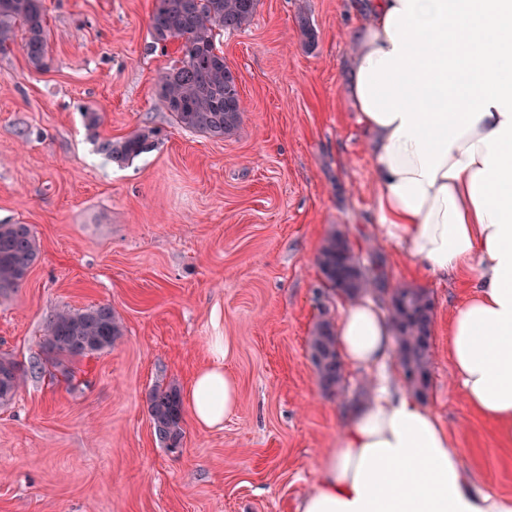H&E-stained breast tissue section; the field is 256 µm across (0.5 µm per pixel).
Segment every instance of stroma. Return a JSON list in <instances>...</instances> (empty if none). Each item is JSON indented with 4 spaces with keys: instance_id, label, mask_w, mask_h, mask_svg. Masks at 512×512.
<instances>
[{
    "instance_id": "35a3bbf8",
    "label": "stroma",
    "mask_w": 512,
    "mask_h": 512,
    "mask_svg": "<svg viewBox=\"0 0 512 512\" xmlns=\"http://www.w3.org/2000/svg\"><path fill=\"white\" fill-rule=\"evenodd\" d=\"M49 63L0 56V223L31 225L37 258L0 296V353L43 357L50 316L111 305L112 349L77 359L75 377L27 376L0 404V512H298L342 412L397 358L346 366L343 395L320 385L310 336L347 300L317 264L342 229L362 259L381 258L386 292L409 286L433 302L431 365L421 395L455 440L470 477L512 495V447L475 413L454 376L451 316L464 279L412 273L375 211L374 163L343 92L355 52L354 0H259L252 23L220 39L246 110L239 130L212 138L180 128L156 93L182 42L156 45L154 0H43ZM306 15L314 32L298 24ZM95 109L100 123L85 126ZM149 126L159 144L117 166L94 137ZM231 347L240 387L223 429L185 415L180 448L157 439L146 398L185 388L209 361L208 338Z\"/></svg>"
}]
</instances>
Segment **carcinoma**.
Segmentation results:
<instances>
[{"instance_id":"1","label":"carcinoma","mask_w":512,"mask_h":512,"mask_svg":"<svg viewBox=\"0 0 512 512\" xmlns=\"http://www.w3.org/2000/svg\"><path fill=\"white\" fill-rule=\"evenodd\" d=\"M258 0H156L151 35L158 44L182 39V57L157 77V95L163 108L181 127L210 137L237 132L244 107L233 71L224 61L217 37L246 28L253 20ZM20 45L37 70L47 66L48 31L43 0H0V56ZM158 131L142 128L131 135L98 143L100 152L125 164L156 147ZM37 256L36 240L28 224H0V295L18 287ZM318 264L329 288L350 298L382 293L380 273L374 263L364 264L343 232L326 239ZM397 345V356L407 384L419 392L428 384L433 305L426 291L395 289L386 307ZM122 336V326L109 304L82 310H61L49 319L42 349L44 363L73 376L68 364L77 358L112 348ZM311 358L322 387L336 395L344 388V365L336 354L334 325L317 323L310 340ZM28 370L13 358L0 355V403L10 401ZM154 431L167 448H178L183 438L184 405L174 385H157L147 396Z\"/></svg>"}]
</instances>
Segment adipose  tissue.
I'll list each match as a JSON object with an SVG mask.
<instances>
[{"label":"adipose tissue","instance_id":"obj_1","mask_svg":"<svg viewBox=\"0 0 512 512\" xmlns=\"http://www.w3.org/2000/svg\"><path fill=\"white\" fill-rule=\"evenodd\" d=\"M369 20L346 90L368 135L375 207L387 236L432 276L464 275L473 293L453 314L450 354L468 404L512 444V0H367ZM185 389L201 428L219 430L238 401L228 346ZM394 342L365 300L336 323L347 363L379 366ZM299 512H512V496L466 473L439 419L399 388L346 418Z\"/></svg>","mask_w":512,"mask_h":512}]
</instances>
